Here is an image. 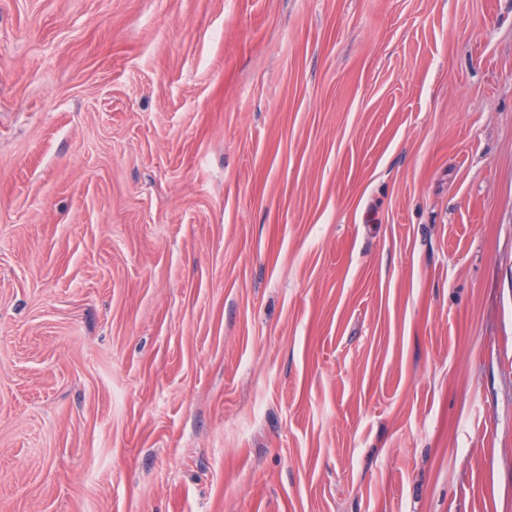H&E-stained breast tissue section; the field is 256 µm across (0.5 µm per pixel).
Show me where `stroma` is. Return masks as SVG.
I'll list each match as a JSON object with an SVG mask.
<instances>
[{
  "instance_id": "35a3bbf8",
  "label": "stroma",
  "mask_w": 512,
  "mask_h": 512,
  "mask_svg": "<svg viewBox=\"0 0 512 512\" xmlns=\"http://www.w3.org/2000/svg\"><path fill=\"white\" fill-rule=\"evenodd\" d=\"M0 512H512V0H0Z\"/></svg>"
}]
</instances>
